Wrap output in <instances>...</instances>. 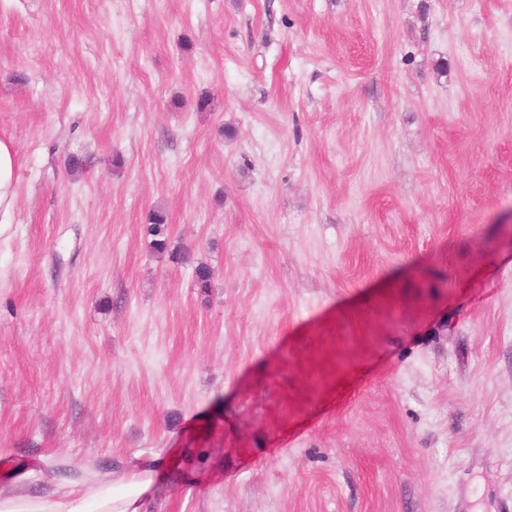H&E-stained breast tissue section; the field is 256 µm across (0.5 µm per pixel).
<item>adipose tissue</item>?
I'll return each mask as SVG.
<instances>
[{"mask_svg": "<svg viewBox=\"0 0 512 512\" xmlns=\"http://www.w3.org/2000/svg\"><path fill=\"white\" fill-rule=\"evenodd\" d=\"M153 483L154 470L145 465L107 481L87 478L61 496L0 490V512H144Z\"/></svg>", "mask_w": 512, "mask_h": 512, "instance_id": "ef3b65f1", "label": "adipose tissue"}]
</instances>
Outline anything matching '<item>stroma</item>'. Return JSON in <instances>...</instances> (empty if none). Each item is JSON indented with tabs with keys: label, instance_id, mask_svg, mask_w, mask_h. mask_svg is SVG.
<instances>
[{
	"label": "stroma",
	"instance_id": "1",
	"mask_svg": "<svg viewBox=\"0 0 512 512\" xmlns=\"http://www.w3.org/2000/svg\"><path fill=\"white\" fill-rule=\"evenodd\" d=\"M2 136L1 490L512 512V0H0ZM18 153L10 139L0 137V213L9 214L16 200Z\"/></svg>",
	"mask_w": 512,
	"mask_h": 512
}]
</instances>
